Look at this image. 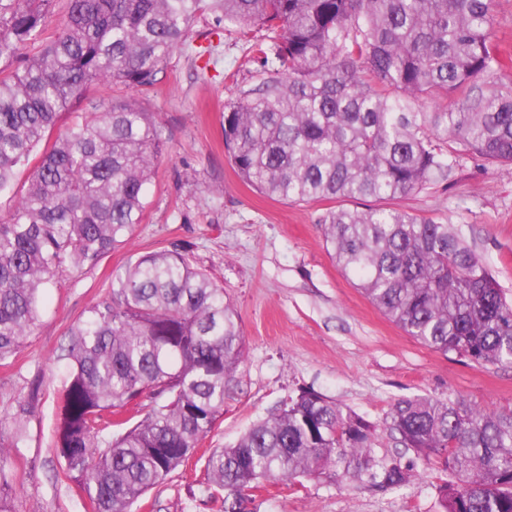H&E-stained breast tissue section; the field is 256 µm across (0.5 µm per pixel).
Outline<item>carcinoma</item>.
<instances>
[{"label":"carcinoma","instance_id":"1","mask_svg":"<svg viewBox=\"0 0 512 512\" xmlns=\"http://www.w3.org/2000/svg\"><path fill=\"white\" fill-rule=\"evenodd\" d=\"M0 0V193L29 171L0 221V365L39 321L41 293L80 274L141 223L167 140L133 98L101 100L49 139L94 84L144 93L188 45L204 11L255 43L262 78L224 104V147L260 193L326 209V248L390 321L421 344L481 365L512 364V298L446 221L384 205L453 180L470 155L512 168V85L497 80L496 0ZM453 97L431 107L427 100ZM373 204H368V201ZM224 288L176 248L114 274L70 330L55 440L88 512H132L185 465L224 413L244 358ZM38 388L19 401L3 462L26 438ZM389 428L443 476L440 512H512V411L401 398ZM376 426L307 389L205 457L204 492L247 512L251 491L339 466L381 489L410 466L374 456Z\"/></svg>","mask_w":512,"mask_h":512}]
</instances>
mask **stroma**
<instances>
[{"label": "stroma", "mask_w": 512, "mask_h": 512, "mask_svg": "<svg viewBox=\"0 0 512 512\" xmlns=\"http://www.w3.org/2000/svg\"><path fill=\"white\" fill-rule=\"evenodd\" d=\"M262 36L224 30L198 18L190 48L173 52L162 79L138 102L165 129L145 194L141 224L96 267L63 273L45 289L41 317L13 365L0 366V438L8 439L18 403L32 385L39 400L25 443L9 454L13 512H85L86 498L63 477L54 449L56 392L65 375L70 327L107 296L114 271L140 255L181 249L222 285L246 353L205 448L233 445L255 422L311 388L377 426L382 462L413 464L410 486L381 490L344 470L258 491L253 512H436L440 474L397 445L386 424L401 398L462 399L486 411L512 409V367L476 365L420 344L390 322L328 254L323 202L274 200L245 184L224 148V105L255 84ZM394 207L446 219L512 294V170L462 156L448 186L397 198ZM193 460L149 491L154 512H224L201 489Z\"/></svg>", "instance_id": "35a3bbf8"}]
</instances>
